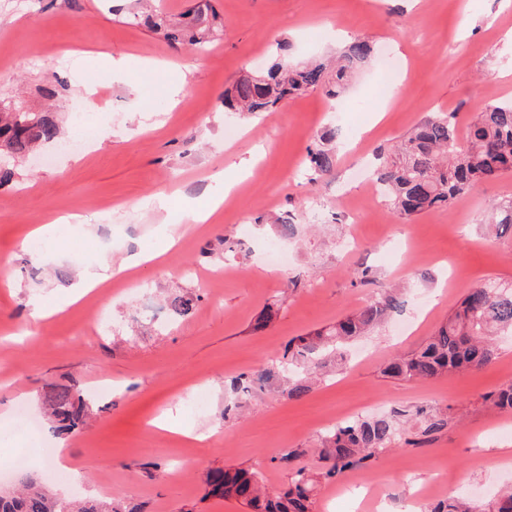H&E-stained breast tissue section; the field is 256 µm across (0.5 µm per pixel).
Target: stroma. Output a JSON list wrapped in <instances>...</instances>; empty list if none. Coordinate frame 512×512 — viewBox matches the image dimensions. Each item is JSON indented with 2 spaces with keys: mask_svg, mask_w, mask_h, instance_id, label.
Returning a JSON list of instances; mask_svg holds the SVG:
<instances>
[{
  "mask_svg": "<svg viewBox=\"0 0 512 512\" xmlns=\"http://www.w3.org/2000/svg\"><path fill=\"white\" fill-rule=\"evenodd\" d=\"M223 36L205 47L172 45L125 24L133 0H0V103L50 111L62 144L42 164L17 168L0 188V428L18 410L41 416L47 385L81 395L87 417L68 441L78 477L37 473L59 496L120 501L125 512H248L207 493L210 472L259 471L268 489L287 487L293 467L320 470L315 454L337 423L400 411L406 443L379 451L349 475L322 482L312 512H429L455 497L481 504L512 486V449L486 395L512 384V337L496 339L487 368L406 381L381 376L386 359L418 349L467 288L512 280V231L487 223L491 204L512 199V173L477 184L446 209L404 220L371 195L376 150L402 139L429 113L452 111L459 135L492 102L512 99V0H212ZM388 49L402 74L383 80L382 60L339 101L313 91L271 114H230L224 92L262 72L279 40L298 61L336 52L353 38ZM124 57L110 69L105 56ZM65 88L46 99L42 88ZM100 134L67 148L75 111ZM340 145L318 183L307 150L325 129ZM236 181L222 208L194 224L157 263L112 276L99 295L112 318L102 331L77 303L18 337L35 304H58L80 274L157 250L161 224L202 209L218 180ZM166 209H158V198ZM293 216L288 264L269 268L266 244ZM81 220L67 245L25 246L30 226ZM353 241L351 250L341 247ZM223 268L216 295L199 278ZM138 281L158 307L193 295V314L135 320L127 294ZM402 289L403 311L343 348L301 399L280 375L262 376L292 339L325 329L383 289ZM112 382L96 396L95 382ZM207 397L181 411L187 389ZM175 412L186 434L150 428ZM448 425L423 444L424 414ZM297 451L293 467L280 454Z\"/></svg>",
  "mask_w": 512,
  "mask_h": 512,
  "instance_id": "1",
  "label": "stroma"
}]
</instances>
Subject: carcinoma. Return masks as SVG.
Instances as JSON below:
<instances>
[{
	"instance_id": "obj_1",
	"label": "carcinoma",
	"mask_w": 512,
	"mask_h": 512,
	"mask_svg": "<svg viewBox=\"0 0 512 512\" xmlns=\"http://www.w3.org/2000/svg\"><path fill=\"white\" fill-rule=\"evenodd\" d=\"M131 25H143L159 32L170 43L202 47L211 32L223 27L218 13L207 3H197L180 20L166 22L151 14L132 12ZM291 45L276 44L274 61L263 73L237 82L224 98L228 112L264 114L276 110L282 101L321 90L336 99L351 85L355 75L374 59V46L365 39L352 42L336 54L333 66L289 60ZM59 127L54 118L41 112H9L0 109V151L13 160L24 159L39 147L57 141ZM333 129L319 137L308 152L306 174L318 182L335 161L336 153L323 146L335 140ZM376 174L384 198L400 218L408 219L449 207L469 193L479 181H495L512 172V100L489 104L471 123L467 140L456 134L455 114L432 112L400 142L377 154ZM490 219L499 228H512V201L492 207ZM196 298L173 297L169 310L180 317L192 313ZM404 301L383 291L362 308L336 321L324 331L298 338L288 346V360L276 361L278 372L288 374V396L299 399L310 392L301 369L319 365L327 350H338L349 339L363 336L380 325ZM512 335V285L489 280L467 289L460 307L413 353L397 357L382 371L383 376L401 380L430 379L442 374L473 372L489 366L497 356L494 337ZM46 403L51 429L56 435L71 436L85 423L81 396L67 388H50ZM489 403L512 412V384L489 397ZM400 440L396 421L377 415L341 423L321 439L317 454L323 472L311 476L298 469L288 488L272 495L262 489L257 471L224 469L207 478L209 494L234 499L250 512H311L318 479L343 475L379 451ZM0 512H122L112 502L100 499L67 501L52 494L33 474H25L12 492L0 491ZM480 512H512V490L500 494Z\"/></svg>"
}]
</instances>
